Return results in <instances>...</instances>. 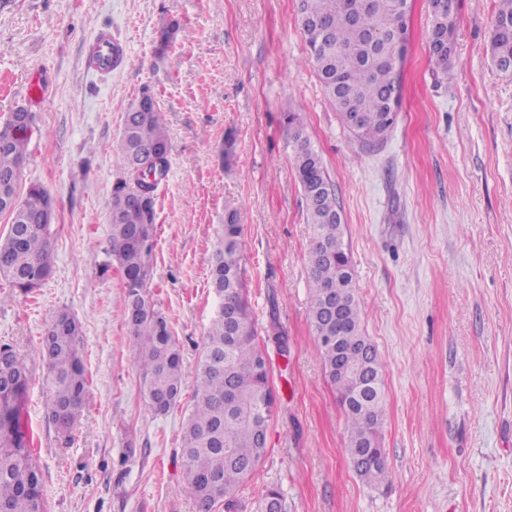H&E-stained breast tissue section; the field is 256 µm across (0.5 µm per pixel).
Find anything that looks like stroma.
I'll use <instances>...</instances> for the list:
<instances>
[{
    "label": "stroma",
    "instance_id": "35a3bbf8",
    "mask_svg": "<svg viewBox=\"0 0 512 512\" xmlns=\"http://www.w3.org/2000/svg\"><path fill=\"white\" fill-rule=\"evenodd\" d=\"M495 12L496 0H458L455 78L441 84L428 60V0H410L401 109L383 146L365 151L308 61L296 0L0 8V123L21 104L34 114L18 190L41 184L58 201L50 277L24 294L0 275V344L30 371L25 419L48 512H198L183 478L182 425L217 307L216 230L232 209L278 390L267 452L237 512H255L269 486L286 512H512V74L487 53ZM104 32L124 50L107 75L87 64ZM145 91L163 111L171 157L156 191L150 291L183 355L181 398L164 414L140 393L109 248L110 145ZM293 111L304 113L336 185L362 326L385 363L389 479L380 486L353 471L314 343L310 226L285 120ZM62 310L80 323L88 388L68 442L45 418L41 360Z\"/></svg>",
    "mask_w": 512,
    "mask_h": 512
}]
</instances>
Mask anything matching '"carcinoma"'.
Wrapping results in <instances>:
<instances>
[{
    "instance_id": "cac0c4a2",
    "label": "carcinoma",
    "mask_w": 512,
    "mask_h": 512,
    "mask_svg": "<svg viewBox=\"0 0 512 512\" xmlns=\"http://www.w3.org/2000/svg\"><path fill=\"white\" fill-rule=\"evenodd\" d=\"M401 0H298L297 20L309 62L343 124L362 150L381 145L398 107L391 94L401 90L405 54H397L400 31L407 28ZM488 55L497 70L512 73V0H497ZM430 63L437 77L451 79L457 0H429ZM364 17V23L355 18ZM121 57L89 65L112 71ZM130 105L113 151L118 176L109 202V243L124 280L122 317L128 328L147 407L165 414L180 399L183 358L171 325L156 307L149 281L156 238V190L167 177L170 148L161 109L153 96ZM294 143V168L306 202L311 229L308 253L310 322L326 377L347 422L346 451L357 476L370 486L389 475L381 434L385 420L384 361L366 336L354 289V270L346 251L342 214L319 151L306 135L298 112L286 113ZM30 132L7 119L0 126V197L16 196L9 230L0 239V274L23 294L39 288L52 270L51 225L39 222L44 208L56 210L54 194L32 184L16 195L28 161ZM242 225L228 212L218 225L209 288L217 309L206 331L196 370L194 404L181 436L186 484L202 512L230 510L267 449L269 423L278 405L270 367L245 293ZM78 320L67 311L52 319L42 343L45 417L68 436L87 392ZM29 372L12 346H0V512H47L40 465L23 422ZM259 512H286L280 488L269 487Z\"/></svg>"
}]
</instances>
